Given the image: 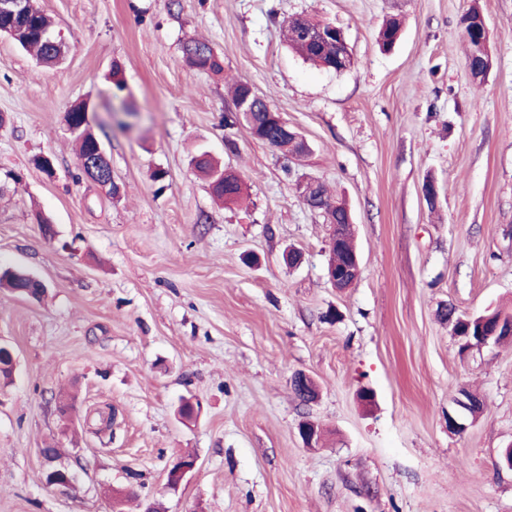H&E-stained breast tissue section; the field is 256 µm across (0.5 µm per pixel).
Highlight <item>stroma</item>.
Segmentation results:
<instances>
[{
	"instance_id": "35a3bbf8",
	"label": "stroma",
	"mask_w": 512,
	"mask_h": 512,
	"mask_svg": "<svg viewBox=\"0 0 512 512\" xmlns=\"http://www.w3.org/2000/svg\"><path fill=\"white\" fill-rule=\"evenodd\" d=\"M37 5L66 45L61 65L0 35V267L46 285L38 299L0 288V343L15 357L0 380V512H143L148 499L164 512H512V340L464 351L442 318L512 312V0ZM473 6L493 60L481 80L460 26ZM296 16L341 28L353 65L293 53L281 26ZM390 17L402 31L386 52L376 34ZM191 37L223 72L184 62ZM233 80L310 154L287 170L226 127ZM80 101L119 195L81 174L65 121ZM201 148L241 175L242 203L214 198L190 164ZM309 179L351 211L352 287L328 281L331 229L297 189ZM298 372L317 387L311 403L291 389ZM464 390L483 408L452 433ZM63 394L76 397L67 420ZM305 419L318 444L302 440ZM186 451L197 467L170 490ZM54 466L69 485L48 484Z\"/></svg>"
}]
</instances>
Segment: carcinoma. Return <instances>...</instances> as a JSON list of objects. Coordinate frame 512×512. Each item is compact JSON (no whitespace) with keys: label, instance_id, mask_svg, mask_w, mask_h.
I'll list each match as a JSON object with an SVG mask.
<instances>
[{"label":"carcinoma","instance_id":"cac0c4a2","mask_svg":"<svg viewBox=\"0 0 512 512\" xmlns=\"http://www.w3.org/2000/svg\"><path fill=\"white\" fill-rule=\"evenodd\" d=\"M322 22L309 19L304 22L289 19L283 23V32L288 45L305 60L328 71L335 66L336 44L334 41L323 40L312 44L298 34V29L307 27L316 29ZM0 31L9 36L15 44L32 55L45 68H53L60 64L65 51L63 45L52 39L54 29L51 19L39 7H33L26 16L7 17L0 15ZM185 61L192 67L210 72L224 70L223 62L215 53L213 47L204 40L191 39L182 46ZM279 113L261 102L253 111L251 122L247 128L252 137L271 146L284 158L297 151V147L288 146V140L280 137L277 119ZM79 144V156L83 157L94 149L97 136L84 127L76 134ZM194 169L209 180L212 193L226 203H235L243 196V181L234 171L217 165L209 152L201 151L191 159ZM308 196L314 201V206L322 214L324 222L336 227V237L329 239V252L336 254V264H341L354 252V247L347 238L346 231L350 224V216L346 204L333 198L326 187L318 182L309 189ZM502 314L500 310H487L476 316L455 314L454 309L444 313L446 320L452 323V330L457 332L462 328L470 329L471 335H477L480 329V319Z\"/></svg>","mask_w":512,"mask_h":512}]
</instances>
